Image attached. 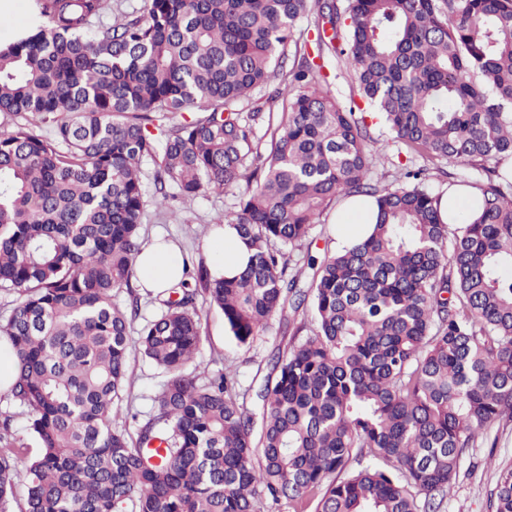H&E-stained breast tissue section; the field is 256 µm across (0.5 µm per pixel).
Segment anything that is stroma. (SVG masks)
I'll return each instance as SVG.
<instances>
[{"label":"stroma","mask_w":512,"mask_h":512,"mask_svg":"<svg viewBox=\"0 0 512 512\" xmlns=\"http://www.w3.org/2000/svg\"><path fill=\"white\" fill-rule=\"evenodd\" d=\"M375 138L370 149L375 155H388L390 164L374 163L373 179L386 183H404L406 170L423 166L422 158H408L401 154L400 146L392 135L382 127L373 130ZM238 193L230 187L223 193H203L182 205L189 218L181 224L171 219L149 215L141 228L144 239L162 235L178 242L188 253L191 262L204 257V243L210 237L212 224L218 216L231 208ZM308 313L289 315L286 323H273L265 336L252 346H239L230 338L224 315L220 310L206 308L202 311V345L200 358L208 363L210 370L230 368L236 370L240 389L259 383L266 373V359L270 352L291 342L295 327L309 321ZM129 398L125 410L112 418L115 428L135 433L137 424L132 413L143 415L153 411L164 377L160 370L148 360L139 358L130 367ZM512 466V418L504 417L489 430L487 439L474 447L465 449L462 468L455 481L450 497H447L439 512H489L488 499L498 476L499 466Z\"/></svg>","instance_id":"stroma-1"}]
</instances>
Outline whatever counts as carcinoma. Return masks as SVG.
Masks as SVG:
<instances>
[{"mask_svg":"<svg viewBox=\"0 0 512 512\" xmlns=\"http://www.w3.org/2000/svg\"><path fill=\"white\" fill-rule=\"evenodd\" d=\"M30 2L23 36L0 19V113L24 118L0 131V290L18 295L0 335L37 447L26 512H435L463 449L512 417V170L486 166L512 160V0H143L114 22L108 0ZM309 13L313 51L289 67ZM327 54L407 152L487 175L471 214L444 221L428 168L370 181V125L337 102ZM240 184L220 223L247 266L199 264L135 326L147 202ZM354 196L371 233L303 280L285 250ZM200 298L242 346L310 303L254 412L198 360ZM138 354L165 380L133 437L112 415ZM27 450L1 421L0 512ZM491 499L512 512V466Z\"/></svg>","mask_w":512,"mask_h":512,"instance_id":"1","label":"carcinoma"}]
</instances>
